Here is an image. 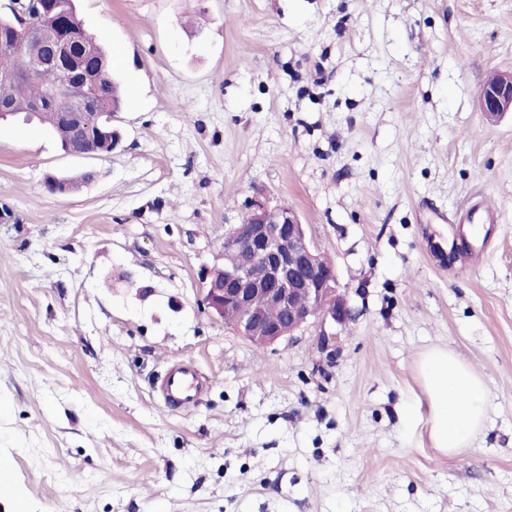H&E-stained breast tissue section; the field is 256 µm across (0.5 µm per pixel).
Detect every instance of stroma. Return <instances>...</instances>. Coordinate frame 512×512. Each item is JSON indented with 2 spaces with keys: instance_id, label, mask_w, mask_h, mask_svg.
Here are the masks:
<instances>
[{
  "instance_id": "35a3bbf8",
  "label": "stroma",
  "mask_w": 512,
  "mask_h": 512,
  "mask_svg": "<svg viewBox=\"0 0 512 512\" xmlns=\"http://www.w3.org/2000/svg\"><path fill=\"white\" fill-rule=\"evenodd\" d=\"M133 109L106 158L0 120V512H512V0H77ZM87 170L54 195L50 175ZM497 210L439 261L453 213ZM254 201L291 206L353 309L259 350L200 273ZM491 401L434 448L419 361ZM191 364L189 407L157 386ZM480 106L488 114L512 111V73L498 75L483 88Z\"/></svg>"
}]
</instances>
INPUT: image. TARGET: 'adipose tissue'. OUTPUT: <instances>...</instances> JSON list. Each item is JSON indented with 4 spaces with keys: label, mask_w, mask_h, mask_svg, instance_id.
I'll return each instance as SVG.
<instances>
[{
    "label": "adipose tissue",
    "mask_w": 512,
    "mask_h": 512,
    "mask_svg": "<svg viewBox=\"0 0 512 512\" xmlns=\"http://www.w3.org/2000/svg\"><path fill=\"white\" fill-rule=\"evenodd\" d=\"M430 406V438L446 453L467 447L482 426L489 394L478 374L464 361L438 349L420 363Z\"/></svg>",
    "instance_id": "obj_1"
}]
</instances>
